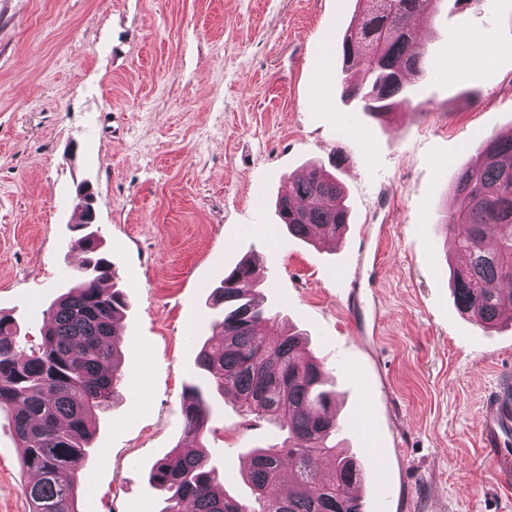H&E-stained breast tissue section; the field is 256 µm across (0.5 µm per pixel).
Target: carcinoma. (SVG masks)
Masks as SVG:
<instances>
[{"mask_svg": "<svg viewBox=\"0 0 512 512\" xmlns=\"http://www.w3.org/2000/svg\"><path fill=\"white\" fill-rule=\"evenodd\" d=\"M439 3L356 0L339 49L341 95L359 100L373 118L409 103L407 83L428 64L417 26ZM452 191L459 205L446 212L444 226L459 258L450 267L454 300L492 329L512 312V136L486 138L480 159L456 172ZM276 208L299 239L311 238L312 226L328 239L347 226L342 188L320 167L291 179ZM71 247L83 259L69 273L67 292L46 310L39 341H19L14 319L0 315V415L11 420L22 470L36 475L23 486L31 512H78L96 416L124 384L119 322L126 294L96 239L80 236ZM254 268L241 259L212 291L223 314L212 322L216 341L195 348V365L211 397L232 395L243 415L266 417L287 437L251 453L242 473L250 499L229 495L199 451L207 404L191 387L182 409L184 442L150 474L164 494L160 512H363L351 493L357 460L336 453V393L323 389L322 365L299 335H270ZM321 453L334 457L328 476L317 466Z\"/></svg>", "mask_w": 512, "mask_h": 512, "instance_id": "carcinoma-1", "label": "carcinoma"}]
</instances>
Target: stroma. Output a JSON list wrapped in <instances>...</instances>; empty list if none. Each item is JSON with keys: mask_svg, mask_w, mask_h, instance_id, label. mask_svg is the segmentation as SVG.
Segmentation results:
<instances>
[{"mask_svg": "<svg viewBox=\"0 0 512 512\" xmlns=\"http://www.w3.org/2000/svg\"><path fill=\"white\" fill-rule=\"evenodd\" d=\"M355 0H0V315L37 339L82 256L76 190L98 194L97 230L130 306L125 388L97 420L80 512H159L151 467L181 441L203 385L193 344L224 272L257 261L273 335L306 333L336 393L342 449L367 461L364 512H512V484L480 430L485 396L512 375V321L488 330L454 304L442 224L457 166L512 129V0L421 21L429 69L413 103L374 119L339 91L338 47ZM485 32L478 62L454 58ZM350 208L333 246L277 224L276 199L309 162ZM366 420L370 436L346 429ZM208 462L248 497L241 468L284 431L210 401ZM390 494L373 496L376 478ZM0 417V512H29Z\"/></svg>", "mask_w": 512, "mask_h": 512, "instance_id": "obj_1", "label": "stroma"}]
</instances>
